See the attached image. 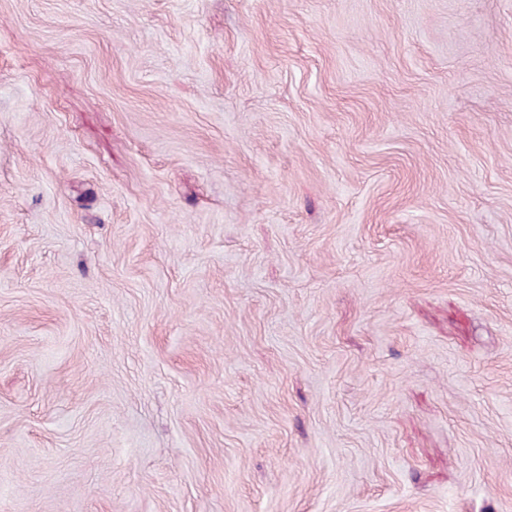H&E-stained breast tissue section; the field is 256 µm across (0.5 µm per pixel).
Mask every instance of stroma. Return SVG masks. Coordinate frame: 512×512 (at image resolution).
<instances>
[{
    "mask_svg": "<svg viewBox=\"0 0 512 512\" xmlns=\"http://www.w3.org/2000/svg\"><path fill=\"white\" fill-rule=\"evenodd\" d=\"M0 512H512V0H0Z\"/></svg>",
    "mask_w": 512,
    "mask_h": 512,
    "instance_id": "35a3bbf8",
    "label": "stroma"
}]
</instances>
